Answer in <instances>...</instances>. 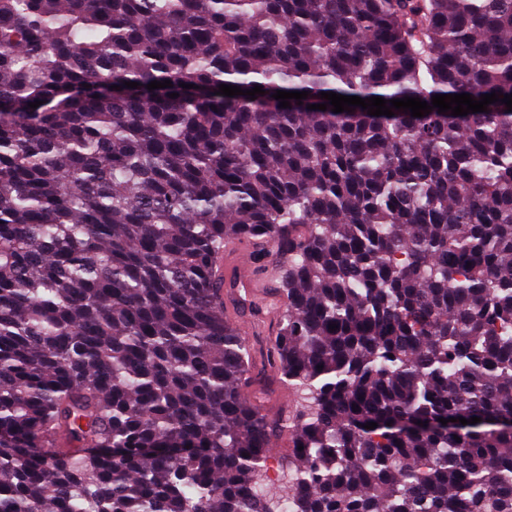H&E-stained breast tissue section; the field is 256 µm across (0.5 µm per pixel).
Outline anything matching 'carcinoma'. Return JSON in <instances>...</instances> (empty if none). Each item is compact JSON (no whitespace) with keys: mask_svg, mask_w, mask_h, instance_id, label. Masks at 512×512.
Here are the masks:
<instances>
[{"mask_svg":"<svg viewBox=\"0 0 512 512\" xmlns=\"http://www.w3.org/2000/svg\"><path fill=\"white\" fill-rule=\"evenodd\" d=\"M321 92L510 95L512 0H0V512H512V112ZM225 264L226 282L234 285L226 297L240 307L254 306L251 297L259 295L257 288L261 283L258 281L259 275L247 260L244 250L239 244L230 245L226 249ZM242 291H244L245 298H243ZM247 333L246 338L251 349L254 361L257 365V368H261L264 361L266 362V356L268 350L271 347L273 334L268 335L267 332L264 333L262 331L255 332L254 334H249V331H244ZM264 391L268 394L266 409L270 414L293 412L299 408L301 400L299 397L272 375L253 383L247 389L248 392Z\"/></svg>","mask_w":512,"mask_h":512,"instance_id":"obj_1","label":"carcinoma"}]
</instances>
